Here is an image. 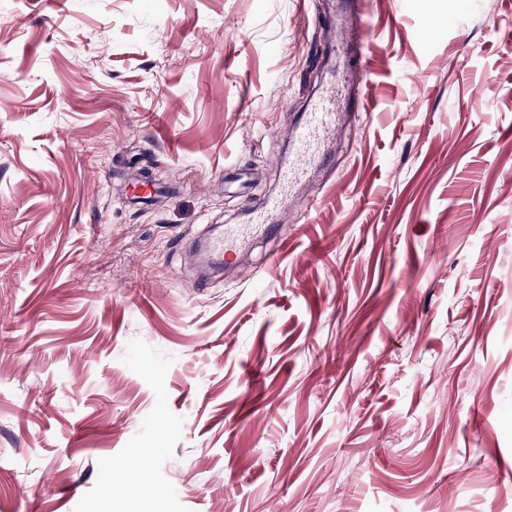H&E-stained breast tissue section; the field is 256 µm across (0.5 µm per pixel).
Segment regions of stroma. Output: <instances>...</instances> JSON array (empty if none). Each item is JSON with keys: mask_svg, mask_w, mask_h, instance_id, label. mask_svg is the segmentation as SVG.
Returning <instances> with one entry per match:
<instances>
[{"mask_svg": "<svg viewBox=\"0 0 512 512\" xmlns=\"http://www.w3.org/2000/svg\"><path fill=\"white\" fill-rule=\"evenodd\" d=\"M0 0V512H512V0ZM327 169L240 266L330 83ZM149 172L172 184L140 201ZM344 3V18L347 36L352 37L356 46L365 39L363 0H346Z\"/></svg>", "mask_w": 512, "mask_h": 512, "instance_id": "stroma-1", "label": "stroma"}]
</instances>
